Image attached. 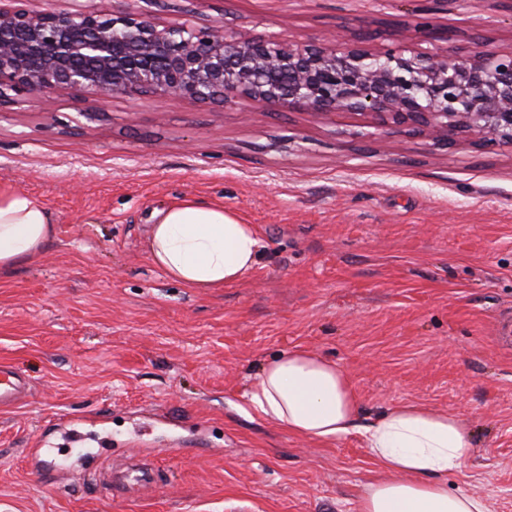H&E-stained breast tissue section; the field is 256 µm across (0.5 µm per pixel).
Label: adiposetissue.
Here are the masks:
<instances>
[{
  "mask_svg": "<svg viewBox=\"0 0 512 512\" xmlns=\"http://www.w3.org/2000/svg\"><path fill=\"white\" fill-rule=\"evenodd\" d=\"M56 237L54 217L39 197L0 183V270L33 260ZM259 245L255 225L190 198L157 210L146 242L152 265L203 293L253 272ZM244 397L248 416L296 436L332 443L362 433L384 477L367 485L357 512H489L480 497L448 488V473L461 470L474 451L473 433L456 414L408 402L359 426L360 400L346 372L304 348L263 365Z\"/></svg>",
  "mask_w": 512,
  "mask_h": 512,
  "instance_id": "ef3b65f1",
  "label": "adipose tissue"
}]
</instances>
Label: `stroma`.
<instances>
[{
	"label": "stroma",
	"mask_w": 512,
	"mask_h": 512,
	"mask_svg": "<svg viewBox=\"0 0 512 512\" xmlns=\"http://www.w3.org/2000/svg\"><path fill=\"white\" fill-rule=\"evenodd\" d=\"M148 8L257 36L402 41L410 15L453 31L439 48L512 46V0H79ZM0 181L41 197L56 240L0 271V363L31 382L0 409V512H357L381 479L361 435L331 444L238 412L262 365L300 347L335 361L360 424L401 401L452 412L474 453L448 486L512 512V148H448L369 117L164 97L52 111L0 108ZM192 197L256 225L241 283L183 288L147 257L157 209ZM68 416L89 472L56 486L27 456ZM145 462L149 490L110 497L92 469Z\"/></svg>",
	"instance_id": "1"
}]
</instances>
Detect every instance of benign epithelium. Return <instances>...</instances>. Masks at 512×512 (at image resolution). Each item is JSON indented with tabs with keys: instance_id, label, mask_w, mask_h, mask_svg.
<instances>
[{
	"instance_id": "1",
	"label": "benign epithelium",
	"mask_w": 512,
	"mask_h": 512,
	"mask_svg": "<svg viewBox=\"0 0 512 512\" xmlns=\"http://www.w3.org/2000/svg\"><path fill=\"white\" fill-rule=\"evenodd\" d=\"M27 0H0V105L26 89L47 110L76 90L96 104L159 95L319 116L369 114L375 128L413 127L434 144L464 131L512 148V48L441 54L427 48L373 50L340 36L326 43L254 37L216 22L166 23L147 10L114 14ZM418 42L444 38L429 21L405 25Z\"/></svg>"
}]
</instances>
